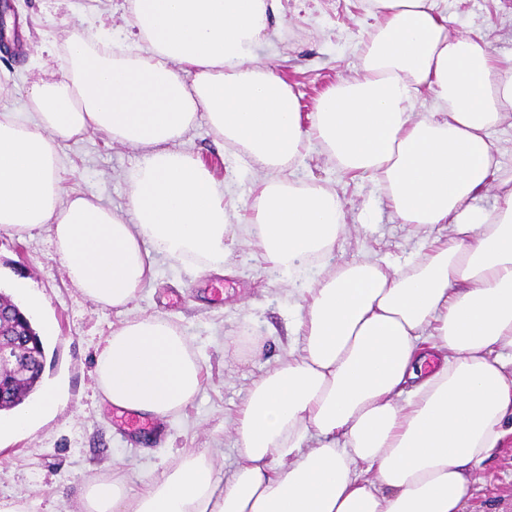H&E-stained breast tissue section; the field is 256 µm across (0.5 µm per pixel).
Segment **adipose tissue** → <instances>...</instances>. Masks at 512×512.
Returning <instances> with one entry per match:
<instances>
[{"instance_id":"obj_1","label":"adipose tissue","mask_w":512,"mask_h":512,"mask_svg":"<svg viewBox=\"0 0 512 512\" xmlns=\"http://www.w3.org/2000/svg\"><path fill=\"white\" fill-rule=\"evenodd\" d=\"M127 2L147 52L71 41L60 78L27 88L32 112L0 114V230L49 225L87 299L127 309L160 255L223 270L225 189L181 148L201 119L260 173L250 236L285 279L331 255L345 224L334 191L270 177L312 140L376 180L398 223L448 239L405 267L365 256L307 288L287 351L233 421L223 477L195 451L135 492L116 467L80 486L81 512H464L472 471L512 436V170L489 137L512 123V65L449 34L446 0H366L375 23L355 77L305 115L258 55L282 0ZM423 91L433 106L419 117ZM91 132L137 150L124 209L60 185L61 142ZM491 184L493 207L477 206ZM94 378L109 404L164 420L195 400L203 364L169 320L139 315L105 339ZM55 405L49 389L1 412L0 437Z\"/></svg>"}]
</instances>
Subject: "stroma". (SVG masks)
<instances>
[{
	"label": "stroma",
	"mask_w": 512,
	"mask_h": 512,
	"mask_svg": "<svg viewBox=\"0 0 512 512\" xmlns=\"http://www.w3.org/2000/svg\"><path fill=\"white\" fill-rule=\"evenodd\" d=\"M447 2L450 32L482 36L496 55L512 58V0ZM9 16L10 37L21 49L12 56L0 52V71L10 76L0 88V113L30 111L27 86L58 75L72 38H94L103 26L110 28L113 46L131 38L126 0H10ZM371 23L364 0H286L280 39L258 54L288 80L302 111L310 113L320 92L354 76ZM185 146L201 161L219 163L213 175L228 187L224 248L229 261L217 273L161 259L156 281L142 290L133 310L163 316L195 345L208 370L199 394L160 424L157 435L114 425L93 371L96 350L121 314L87 300L70 283L49 226L23 235L0 230V292L23 306L35 303V327H51L41 383L60 394L51 416L25 433L0 439V501L20 503L26 512H77L81 482L113 465L148 479L161 476L181 452L196 448L213 450L219 474L235 458L228 419L287 347L302 289L322 270L305 265L291 283L269 271L244 231L243 219L255 203V171L206 121L188 131ZM60 152L66 192L124 206L123 174L132 148L89 133L61 142ZM272 177L315 181L339 194L346 226L331 264L368 253L394 268L439 234L432 227L397 223L374 180L341 175L317 143L306 144L297 162ZM466 512H512V443L474 471Z\"/></svg>",
	"instance_id": "35a3bbf8"
}]
</instances>
